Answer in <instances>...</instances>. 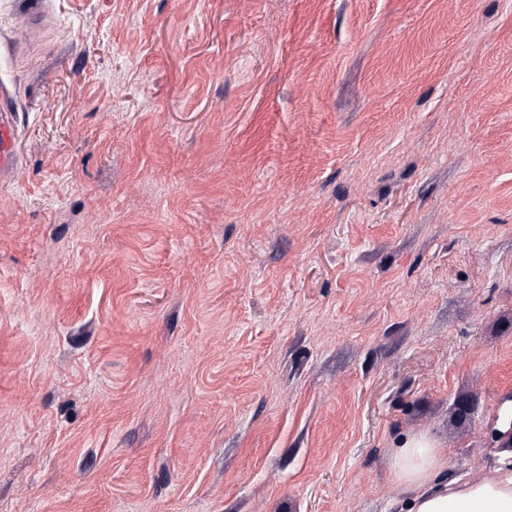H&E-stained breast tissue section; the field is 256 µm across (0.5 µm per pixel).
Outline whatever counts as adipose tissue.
Instances as JSON below:
<instances>
[{
  "label": "adipose tissue",
  "mask_w": 512,
  "mask_h": 512,
  "mask_svg": "<svg viewBox=\"0 0 512 512\" xmlns=\"http://www.w3.org/2000/svg\"><path fill=\"white\" fill-rule=\"evenodd\" d=\"M445 449L421 435L397 449L392 474L404 487L392 512H512V461H501L492 476L451 480Z\"/></svg>",
  "instance_id": "obj_1"
}]
</instances>
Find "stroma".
Masks as SVG:
<instances>
[{"label":"stroma","mask_w":512,"mask_h":512,"mask_svg":"<svg viewBox=\"0 0 512 512\" xmlns=\"http://www.w3.org/2000/svg\"><path fill=\"white\" fill-rule=\"evenodd\" d=\"M0 512H389L512 397V0H0ZM18 129L11 113H0V173L14 170L19 162L17 152Z\"/></svg>","instance_id":"1"}]
</instances>
